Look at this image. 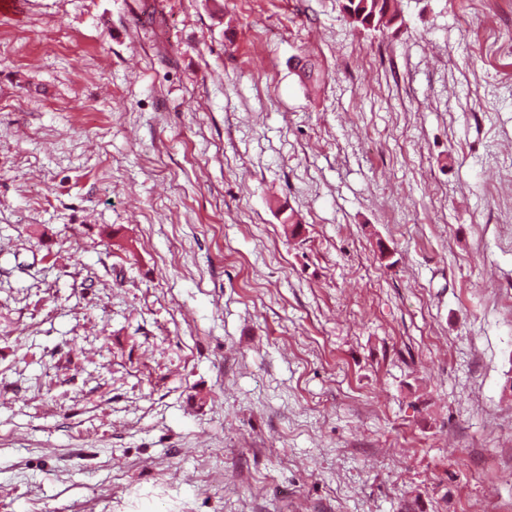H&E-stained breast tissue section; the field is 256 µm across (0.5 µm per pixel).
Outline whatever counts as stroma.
Here are the masks:
<instances>
[{
	"instance_id": "35a3bbf8",
	"label": "stroma",
	"mask_w": 512,
	"mask_h": 512,
	"mask_svg": "<svg viewBox=\"0 0 512 512\" xmlns=\"http://www.w3.org/2000/svg\"><path fill=\"white\" fill-rule=\"evenodd\" d=\"M18 2L0 512L512 503V0ZM343 12L354 27L390 28L398 23L397 0H342Z\"/></svg>"
}]
</instances>
